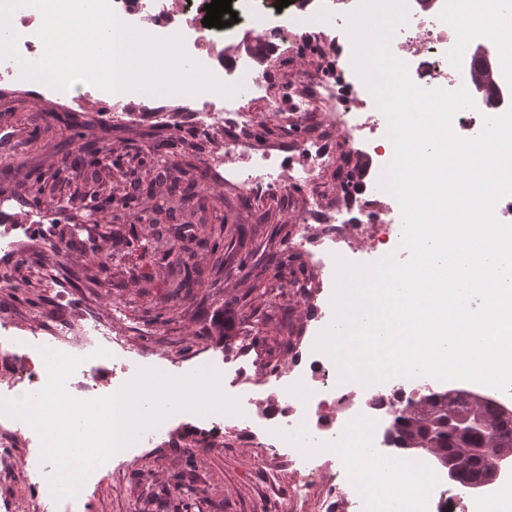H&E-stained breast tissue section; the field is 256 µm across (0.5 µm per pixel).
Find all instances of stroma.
I'll list each match as a JSON object with an SVG mask.
<instances>
[{"label": "stroma", "instance_id": "obj_1", "mask_svg": "<svg viewBox=\"0 0 512 512\" xmlns=\"http://www.w3.org/2000/svg\"><path fill=\"white\" fill-rule=\"evenodd\" d=\"M64 97L43 83L0 96V197L11 201L0 226L37 214L44 229L27 236L18 255L0 256V271L10 277L0 288V315L29 335L44 320L70 322L97 313L115 322L151 369L165 375L215 370L225 352L242 345L252 380L272 365L287 364L284 346L300 336L307 319L298 290L317 285L307 257L289 247L308 206V187L244 199L211 164L224 149L223 133L200 129L187 114L170 131L147 120L113 124L105 116L108 103L86 99L69 114L59 108ZM253 109L248 136L260 149H277L287 135L306 140L330 131L323 106L300 124L268 100ZM75 116L81 127L72 125ZM172 134L180 140L172 161L193 186L188 196L173 189L151 150L154 141ZM100 139L111 152L98 161L85 147ZM332 146L334 163L319 177L327 203L344 191L341 168L376 166L373 155L352 154L342 138H333ZM158 203L173 216L149 224ZM186 221L195 224L199 239L186 257L193 280L189 292L173 297L161 276L168 256L141 247ZM221 222L231 225V233L210 237V225ZM273 253L280 264L269 263ZM105 255L112 265L104 273L99 262ZM47 265L56 266L64 289L44 288L40 272ZM219 312L233 318L224 340L211 326ZM116 365L111 352L88 353L67 380L68 393L87 399L90 375L111 388ZM207 420L192 410L174 414L167 443L115 458L109 469H95L75 495L62 497L39 483L12 481V467L41 456L40 438L28 436L13 458L0 459V504L11 512H291L293 474L284 464L262 460L235 432H226L220 447L192 448V441L204 438Z\"/></svg>", "mask_w": 512, "mask_h": 512}]
</instances>
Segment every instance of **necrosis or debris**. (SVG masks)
I'll return each mask as SVG.
<instances>
[{"label": "necrosis or debris", "mask_w": 512, "mask_h": 512, "mask_svg": "<svg viewBox=\"0 0 512 512\" xmlns=\"http://www.w3.org/2000/svg\"><path fill=\"white\" fill-rule=\"evenodd\" d=\"M408 19L401 30L414 65L418 86L430 88L447 85L449 90L464 82L462 65L472 56L466 32L497 18L504 12L501 0H406ZM118 19L125 25L155 38L181 36L187 57L212 73L222 84L232 88L225 98L209 94L171 104L168 98L142 90L114 93L110 118L119 123H137L150 117L158 128H167L177 113L188 112L205 129L225 134L224 154L248 153L247 162L230 171L229 176L247 194L262 195L287 191L289 185L313 184L317 170L332 160L329 140L286 141L283 147L292 166L282 173L272 154L253 149L244 131L253 123L254 101L266 98L278 76L271 68L258 64L252 55L240 56L224 64L221 43L235 37L239 26H253L258 37L272 50L296 53L310 42H320L334 79L306 74V97L294 101L293 116L309 118L316 104L330 105L331 128L343 131L352 150L364 142V128L381 129L387 121L371 101L358 100L355 107L344 108L349 85L360 82L352 55L335 51V13L308 10L305 0H293L278 23L268 22L258 0H232L231 8L238 19L230 26L207 28L192 19L176 21L171 9H162L157 0H111ZM453 11L458 23L443 26L446 11ZM19 36L18 55L0 59V93L24 91L31 81L24 77L21 60L36 56L42 46L37 30L29 21L14 27ZM396 197L373 185L355 187L345 192L335 205L314 203L300 227L295 249L307 254L318 274V291L302 290L301 297L312 310L311 318L298 343L290 344L287 366L267 371L263 385L274 394L264 411L254 408V392L244 387L235 392L241 411L234 414L215 412L212 416L208 444L224 439L226 425L248 438L260 439L263 457L287 462L297 478L294 502L304 508L307 493L319 488L321 512H339L340 506L353 512H484L495 503L497 512H512V475L496 476L495 495L474 497L461 493L446 477L429 473L417 491L401 493L407 471L392 465L385 453L384 424L393 422L409 403L432 393L435 378L400 375L380 382L345 381L328 352L319 349V337L336 327L332 297L337 277V258L345 257L350 237L348 225H356L374 244L400 241L402 227L390 223ZM46 333L55 345L67 346L72 356L82 357L85 350L105 339L120 344L113 328L92 319L85 323H50ZM0 345L4 346L8 387L15 392L35 393L48 379L42 351L31 337L16 334L12 324L0 318Z\"/></svg>", "instance_id": "necrosis-or-debris-1"}]
</instances>
